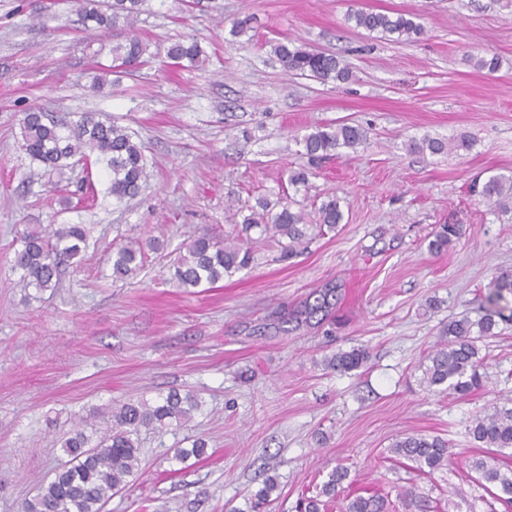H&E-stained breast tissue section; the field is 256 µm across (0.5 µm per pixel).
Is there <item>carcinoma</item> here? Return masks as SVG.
I'll use <instances>...</instances> for the list:
<instances>
[{
    "mask_svg": "<svg viewBox=\"0 0 512 512\" xmlns=\"http://www.w3.org/2000/svg\"><path fill=\"white\" fill-rule=\"evenodd\" d=\"M78 16L88 30H110L123 24L129 26L140 13L143 0H77ZM354 27L368 32L396 36L409 41L423 32L421 24L412 17L400 14L391 17L385 13L357 10L348 15ZM147 51L142 39L131 34L112 46V61L124 65L141 62ZM272 52L285 69L313 77L323 83L345 82L351 78L349 69L334 54L297 45L292 40L277 42ZM204 51L194 39H179L167 48L166 57L178 66L187 62H203ZM367 139V132L359 125L346 123L323 125L302 139L304 155L310 159L339 157L344 150H356ZM473 140L466 134L444 140L425 137L409 143V149L432 155L468 151ZM20 149L37 166L38 175L65 169L75 159L89 166H103L109 176V194L117 201L135 197L147 178V158L142 144L133 139L125 127L109 118L84 112L76 120L56 119L46 112L32 109L25 113L20 126ZM474 191L493 212L512 211V174L490 176L484 183H475ZM343 219L339 202L331 199L318 209L317 223L308 224L304 214L286 203L262 226V232L278 243H285L284 251L292 254L306 241L333 230ZM463 225L441 224L433 233L429 248L443 254L459 242ZM86 241V230L81 224H61L46 232L27 231L21 237V248L14 260L18 284L39 292L57 287L61 259H73ZM185 253L173 264L171 279L182 288L214 285L224 276H230L247 267L251 261L250 248L238 238L227 236L222 240L208 235L197 236L184 245ZM145 249L137 241L128 242L112 252V273L124 278L143 266ZM512 296V270L496 271L490 282L485 302V314L476 322L467 318L451 320L442 327L443 340L437 343L424 364V383L434 390L439 387L466 396L481 388L488 378L484 357L478 342L495 335L498 321L512 320V307L507 296ZM337 288H324L314 299L288 316L291 330L297 331L312 321L329 317L336 306ZM369 360V350L363 346L348 351L340 350L324 359L325 368L348 373L361 368ZM201 408V402L190 393L170 392L150 403L129 400L98 415V428L88 434L78 429L62 442L68 460L54 476L40 482L37 493L22 504V512H103L113 494L129 483L138 473L140 464L139 435L142 430L161 431L189 420ZM469 434L486 448L502 451L512 448V406L495 405L475 418ZM208 444L199 439L189 450L180 448L175 458L207 456ZM397 456L416 463L417 469L432 474L448 466V441L438 436L407 435L392 445ZM478 474L475 481L485 490L495 487V498L512 506V468H501L483 459L472 462ZM348 470L338 466L322 483L316 495L303 498L298 512H321L322 498L342 499V512H395L400 502L406 512H431L429 499L412 489H401L396 499L389 494L369 497L341 496ZM277 488L268 478L253 496V512H264Z\"/></svg>",
    "mask_w": 512,
    "mask_h": 512,
    "instance_id": "cac0c4a2",
    "label": "carcinoma"
}]
</instances>
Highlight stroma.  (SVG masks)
<instances>
[{"mask_svg": "<svg viewBox=\"0 0 512 512\" xmlns=\"http://www.w3.org/2000/svg\"><path fill=\"white\" fill-rule=\"evenodd\" d=\"M410 14L423 33L398 41L355 28L354 10ZM252 16L247 34L233 23ZM135 30L150 60L116 73L106 93L89 74L125 39L81 29L73 0H0V512H19L65 461L62 442L97 412L130 399L193 393L200 411L163 432H141V467L104 512H251L266 478V512H296L298 498L347 467L358 494L398 487L439 512H505L487 506L473 459L512 466V456L473 447L471 421L512 400V322L481 340L491 379L466 397L432 393L419 364L449 319L478 320L493 272L512 269V213L492 212L474 180L512 172V0H145ZM197 38V68L166 64L171 42ZM336 54L346 82L285 71L281 39ZM497 55L495 73L473 58ZM97 112L128 127L150 160L148 180L124 202L94 171L97 201L75 194L84 171L61 183H28L20 123L29 109ZM362 126L366 143L309 163L302 138L317 126ZM468 134L469 151L430 155L411 140ZM307 168L308 181L289 177ZM337 199L336 230L293 257L252 229V261L217 288L185 290L169 270L188 237H221L250 215L293 201L315 221ZM462 224L445 254L429 251L435 225ZM83 224L86 248L60 284L28 298L14 253L37 226ZM159 243L138 275L112 276V250ZM337 285L332 323L284 324L316 289ZM366 347L367 365L326 370L325 356ZM404 433L440 435L453 453L426 475L390 448ZM204 460L175 452L196 438Z\"/></svg>", "mask_w": 512, "mask_h": 512, "instance_id": "1", "label": "stroma"}]
</instances>
